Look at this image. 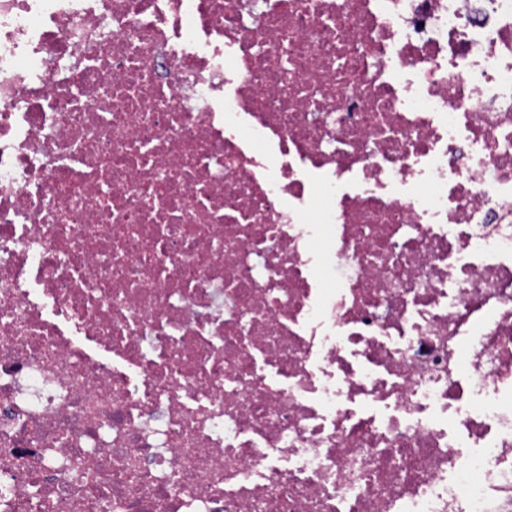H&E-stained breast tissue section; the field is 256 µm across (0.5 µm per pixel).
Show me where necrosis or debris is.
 I'll return each mask as SVG.
<instances>
[{"mask_svg":"<svg viewBox=\"0 0 512 512\" xmlns=\"http://www.w3.org/2000/svg\"><path fill=\"white\" fill-rule=\"evenodd\" d=\"M0 512H512V0H0Z\"/></svg>","mask_w":512,"mask_h":512,"instance_id":"4bbe7bcc","label":"necrosis or debris"}]
</instances>
